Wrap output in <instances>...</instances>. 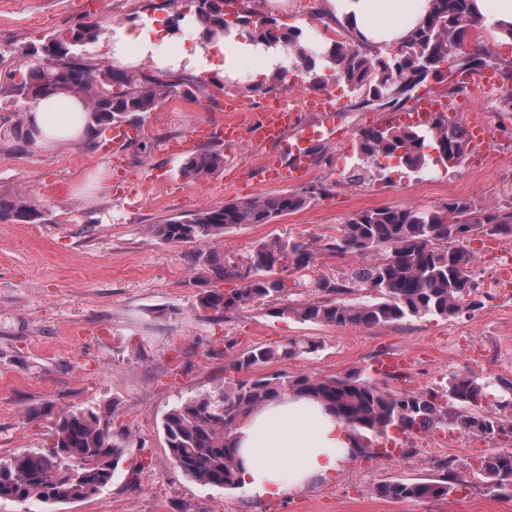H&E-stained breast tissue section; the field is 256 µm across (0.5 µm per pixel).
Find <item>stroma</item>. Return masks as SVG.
I'll return each mask as SVG.
<instances>
[{"label":"stroma","instance_id":"35a3bbf8","mask_svg":"<svg viewBox=\"0 0 512 512\" xmlns=\"http://www.w3.org/2000/svg\"><path fill=\"white\" fill-rule=\"evenodd\" d=\"M147 3L0 0V46L37 45L44 35L80 22L105 28L147 16L169 19L168 11ZM329 7V0H285L271 15L318 36L324 32L318 14ZM327 94L339 106L347 137L313 144L315 169L304 183L315 191L309 207L201 244L167 243L147 228L269 192L239 183L240 167L261 161L253 149L225 148L222 172L198 182L183 179L182 156L166 151L195 126L223 124V92L211 100L174 99L141 114V138L108 154L87 136L49 152L0 144V192L34 195L49 209L40 224L0 221V457L45 447L58 414L81 405L98 407L125 445L111 483L92 498L54 505L2 499L0 512H512V496L488 488L474 470L479 457L506 450L496 437L462 432L452 442L439 429L411 435L400 441L404 457L352 458L330 478L264 498L200 485L168 455L162 429L168 409L251 376L372 378L376 361L394 355L402 360L400 372L386 380L394 391L436 389L461 373L512 381V294L496 284L499 257L512 250L510 236H471L472 273L488 297L481 309L457 318L337 327L278 316L257 303L221 316L201 309L199 297L212 284L189 261L196 251L244 273L262 244L311 243V268L278 270L294 304L308 298L312 280L344 277L359 264L355 255L323 248L356 213L398 204L437 210L451 198L512 205V112L502 100L481 108L496 149L481 164L463 161L419 174L375 170L356 183L348 173L358 161L359 135L389 112L338 86ZM300 338L317 341L318 352L247 371L234 367L236 357L255 346ZM446 473L457 487L444 499L392 500L376 493L388 480Z\"/></svg>","mask_w":512,"mask_h":512}]
</instances>
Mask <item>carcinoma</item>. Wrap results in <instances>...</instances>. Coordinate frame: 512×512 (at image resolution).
<instances>
[{
    "label": "carcinoma",
    "instance_id": "obj_1",
    "mask_svg": "<svg viewBox=\"0 0 512 512\" xmlns=\"http://www.w3.org/2000/svg\"><path fill=\"white\" fill-rule=\"evenodd\" d=\"M187 13L207 31L225 33L230 26L251 28L253 37L282 44L288 65L272 79L282 83L291 73L310 88L325 91L340 86L370 102L392 98L408 78L422 73L441 82V63L450 50L482 28L472 12L474 0H431L422 26L395 52L383 53L355 44L340 21L324 24L328 37L311 43L299 28L284 29L260 10L261 0H185ZM96 22L80 23L44 37L40 46L0 47V98L14 111L0 117V141H13L19 148L37 143L36 130L28 122L38 102L55 94L80 97L89 115L88 133L94 136L113 124H134L136 117L176 98H212L208 84L187 72L154 68H116L93 56L89 47L100 37ZM471 61L486 68L493 65L505 80L512 71L488 63L487 51L472 41ZM26 60L16 63L17 57ZM441 116L428 131L418 128L376 126L364 130L357 144L360 163L350 172L352 181H366L372 169L419 171L430 165L446 167L465 156L466 141L460 127ZM224 167V150L215 144L187 155L180 174L198 180ZM309 191L281 192L254 200L229 201L220 207L201 208L149 226L156 238L173 243H202L246 224H268L274 219L307 208ZM46 205L23 193H0V220L40 224L46 220ZM478 232L512 236V209L485 208L472 199H450L440 210L428 211L410 205H393L359 212L339 229L327 244L336 254L351 253L366 258L349 275L338 279L321 277L312 287L318 297L292 306L285 279L276 276L275 246L263 244L251 260L243 283L230 290L213 288L199 298L200 307L228 313L256 302L275 303L273 312L303 323H326L339 327L379 325L410 318L435 316L451 319L476 311L478 285L470 266L473 255L464 239ZM314 253L306 243L291 248V261L300 271L313 264ZM203 279L221 282L236 273L216 257L199 251L192 256ZM358 290L374 293L370 300L349 299ZM309 338L293 340L280 349L256 347L236 361L239 370L317 351ZM288 395L317 399L357 436V455L381 456L379 446L394 441V435H415L435 429L459 430L477 437L512 431V381L492 385L468 374H455L441 389L393 391L386 383L349 374L345 377L292 378L270 375L240 380L216 393L187 398L169 409L162 420L166 448L173 464L195 482L211 487L237 489L239 459L233 434L252 412L270 400ZM493 403L482 406L488 399ZM124 454L114 439L110 422L93 406L77 407L60 414L50 433V444L0 458V499L55 504L86 500L112 480ZM477 471L494 489L512 492V451L480 459ZM452 474L439 479L390 480L377 487L387 499H445L454 490Z\"/></svg>",
    "mask_w": 512,
    "mask_h": 512
}]
</instances>
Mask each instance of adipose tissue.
I'll return each mask as SVG.
<instances>
[{
    "label": "adipose tissue",
    "mask_w": 512,
    "mask_h": 512,
    "mask_svg": "<svg viewBox=\"0 0 512 512\" xmlns=\"http://www.w3.org/2000/svg\"><path fill=\"white\" fill-rule=\"evenodd\" d=\"M430 6V0H336L334 15L348 27L356 44L385 50L408 40ZM180 26L191 31L193 42L173 54L163 49L173 39L171 27L110 26L104 36L106 54L117 66L148 60L159 68L172 64L193 71L220 70L230 79L239 77V65L247 59L254 79L276 76L282 46L257 43L239 25L215 39L206 37L204 27L193 20H182ZM32 118L40 130L38 143L48 151L79 139L88 126L83 103L74 96L42 100ZM354 438L350 427L313 400L291 397L270 402L235 434L244 487L263 498L328 478L349 458Z\"/></svg>",
    "instance_id": "adipose-tissue-1"
}]
</instances>
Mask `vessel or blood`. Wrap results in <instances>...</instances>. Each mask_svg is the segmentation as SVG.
Masks as SVG:
<instances>
[{
	"instance_id": "b4317fda",
	"label": "vessel or blood",
	"mask_w": 512,
	"mask_h": 512,
	"mask_svg": "<svg viewBox=\"0 0 512 512\" xmlns=\"http://www.w3.org/2000/svg\"><path fill=\"white\" fill-rule=\"evenodd\" d=\"M457 93L452 97L419 96L408 111L389 118L390 124L421 127L429 124L437 115L456 119L469 116L467 152L471 155L490 157L495 153L492 137L475 104L484 92L497 88L500 74L486 69L478 73H457L452 77ZM231 119L217 128H201L189 134L183 141L172 146V153L190 150L202 139H211L226 146L249 143L266 152L265 163L257 169L245 172L244 177L254 184L274 183L291 185L308 179L314 171L311 145L315 142L335 143L342 134L336 123L335 108L328 97H300L287 99L273 97L260 106L257 113H249L236 100L224 102ZM317 113L313 122H301V110ZM140 129L128 125H116L105 131L101 139L102 151L108 152L123 146L140 136Z\"/></svg>"
}]
</instances>
